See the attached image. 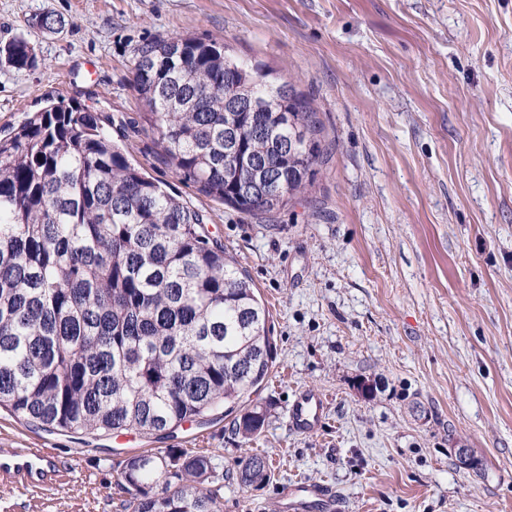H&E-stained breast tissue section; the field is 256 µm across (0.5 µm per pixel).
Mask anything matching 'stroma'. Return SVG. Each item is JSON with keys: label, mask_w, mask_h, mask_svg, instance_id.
Wrapping results in <instances>:
<instances>
[{"label": "stroma", "mask_w": 512, "mask_h": 512, "mask_svg": "<svg viewBox=\"0 0 512 512\" xmlns=\"http://www.w3.org/2000/svg\"><path fill=\"white\" fill-rule=\"evenodd\" d=\"M185 33L318 112L328 159L272 215L183 182L141 118L133 49ZM17 37L36 63L0 59V131L50 98L110 122L246 270L274 362L249 441L220 409L164 436L49 432L0 409V457L46 448L70 470L0 491V512H122L114 462L166 448L216 451L223 512H288L297 481L328 484L339 512H512V0H0V45ZM305 389L327 403L310 434L288 414ZM256 453L270 477L243 486Z\"/></svg>", "instance_id": "stroma-1"}]
</instances>
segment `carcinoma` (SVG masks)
I'll return each instance as SVG.
<instances>
[{
    "label": "carcinoma",
    "mask_w": 512,
    "mask_h": 512,
    "mask_svg": "<svg viewBox=\"0 0 512 512\" xmlns=\"http://www.w3.org/2000/svg\"><path fill=\"white\" fill-rule=\"evenodd\" d=\"M0 57L35 65L18 37ZM144 121L176 175L271 215L326 161L309 100L223 44L160 37L132 53ZM269 313L205 217L134 166L98 115L49 102L0 136V407L49 431L167 434L231 412L272 365ZM266 412L233 421L244 439ZM123 512H222L215 456L186 448L117 464ZM268 477L266 457L238 472Z\"/></svg>",
    "instance_id": "1"
}]
</instances>
